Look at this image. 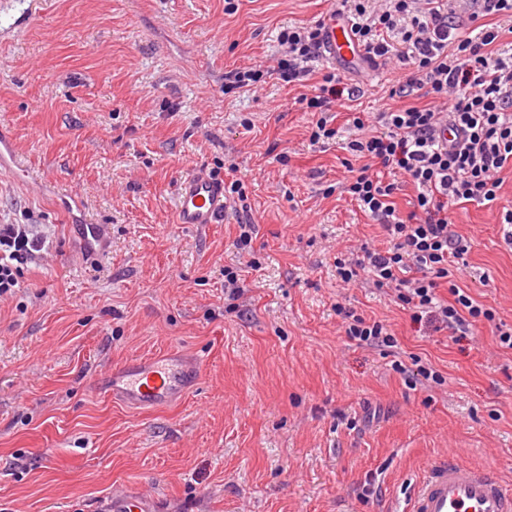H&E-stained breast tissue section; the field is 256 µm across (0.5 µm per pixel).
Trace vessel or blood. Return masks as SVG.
Instances as JSON below:
<instances>
[{
  "instance_id": "obj_1",
  "label": "vessel or blood",
  "mask_w": 512,
  "mask_h": 512,
  "mask_svg": "<svg viewBox=\"0 0 512 512\" xmlns=\"http://www.w3.org/2000/svg\"><path fill=\"white\" fill-rule=\"evenodd\" d=\"M324 54L331 62L353 63L361 54L345 17L325 21ZM0 171L22 180L27 170L12 139L0 135ZM224 186L197 172L182 179L175 219L180 224H218L224 219ZM198 358L175 350L134 357L114 366L97 392L136 410L182 401L199 380ZM103 512H152L148 497L135 492L113 495ZM409 512H512V483L493 464L467 465L445 455L425 470L413 488Z\"/></svg>"
}]
</instances>
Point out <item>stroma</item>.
Listing matches in <instances>:
<instances>
[{"label":"stroma","instance_id":"1","mask_svg":"<svg viewBox=\"0 0 512 512\" xmlns=\"http://www.w3.org/2000/svg\"><path fill=\"white\" fill-rule=\"evenodd\" d=\"M237 6L44 0L0 37V128L32 176L0 174V224L39 225L49 252L0 298V512H99L128 490L155 512H405L449 453L512 481V350L495 329L512 324L499 224L512 172L497 203L453 209L473 242L458 284L494 321L452 336L366 275L344 284L340 253L388 245L339 188L347 152L310 145L300 87L224 91L231 71L271 64L280 27L342 2ZM404 74L393 62L344 76L358 110L378 112ZM231 166L247 209L176 223L181 178ZM83 224L107 230L99 259L82 256ZM340 305L395 347L350 340ZM172 349L204 360L181 402L133 411L95 392L114 365Z\"/></svg>","mask_w":512,"mask_h":512}]
</instances>
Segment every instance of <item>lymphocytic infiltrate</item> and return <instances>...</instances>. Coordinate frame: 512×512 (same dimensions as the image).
<instances>
[{"label":"lymphocytic infiltrate","instance_id":"obj_1","mask_svg":"<svg viewBox=\"0 0 512 512\" xmlns=\"http://www.w3.org/2000/svg\"><path fill=\"white\" fill-rule=\"evenodd\" d=\"M474 32L464 36L448 0H351L346 15L367 62L397 60L406 69L390 97L406 106L388 107L365 118L338 109L357 101L359 90L341 74L311 82L321 56L323 21L279 31L285 48L271 69H237L235 88H251L274 77L303 87L298 98L313 116L309 141L344 139L357 160L343 184L358 209L375 220L389 246L363 249L337 259L343 282L366 274L379 288H393L416 315L438 320L450 335H471L482 307L456 280L472 244L451 229V210L462 203L499 200L501 173L512 167V49L499 45L501 21L512 19V0H460ZM350 138H342L343 128ZM415 189L413 209L401 215L393 201L403 184ZM43 244L29 224H0V296L23 284L24 270ZM448 283L450 300L437 290Z\"/></svg>","mask_w":512,"mask_h":512}]
</instances>
